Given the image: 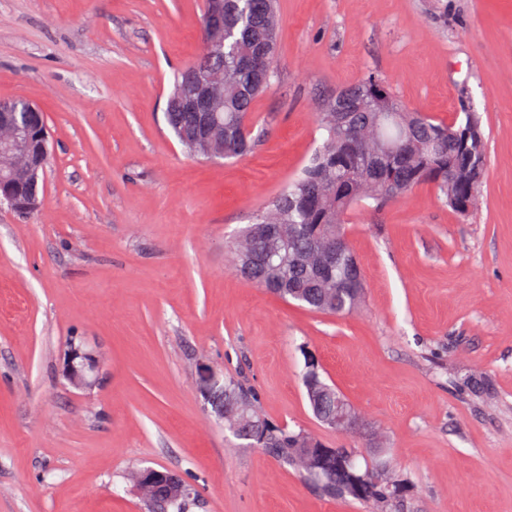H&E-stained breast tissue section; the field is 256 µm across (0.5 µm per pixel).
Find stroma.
Masks as SVG:
<instances>
[{
    "mask_svg": "<svg viewBox=\"0 0 512 512\" xmlns=\"http://www.w3.org/2000/svg\"><path fill=\"white\" fill-rule=\"evenodd\" d=\"M278 9L256 146L209 161L164 117L203 0H0V99L35 104L49 147L38 215L0 206V512H145L144 467L190 484L189 512H377L225 431L206 370L254 387L272 424L384 462L399 512H512V0ZM370 72L447 122L471 105L486 177L464 215L429 185L354 208L363 301L311 312L244 280L227 245L319 142L324 99ZM73 345L99 359L92 387L64 373ZM310 359L350 432L315 419Z\"/></svg>",
    "mask_w": 512,
    "mask_h": 512,
    "instance_id": "obj_1",
    "label": "stroma"
}]
</instances>
